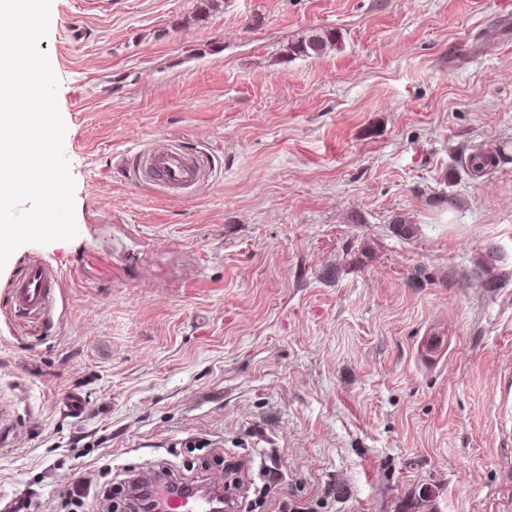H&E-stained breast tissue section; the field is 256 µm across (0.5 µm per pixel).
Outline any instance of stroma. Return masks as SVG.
<instances>
[{"instance_id":"1","label":"stroma","mask_w":512,"mask_h":512,"mask_svg":"<svg viewBox=\"0 0 512 512\" xmlns=\"http://www.w3.org/2000/svg\"><path fill=\"white\" fill-rule=\"evenodd\" d=\"M196 6L51 0L78 234L0 268V508L161 465L239 512H512V0ZM335 43L336 32L333 30L312 31L297 42L291 43L288 46V52L289 55L295 56H319ZM139 176L156 178L165 191L186 192L199 180L201 168L173 145L158 146L136 158ZM61 276L52 265L29 258L11 289V308L23 317L43 319L56 302Z\"/></svg>"}]
</instances>
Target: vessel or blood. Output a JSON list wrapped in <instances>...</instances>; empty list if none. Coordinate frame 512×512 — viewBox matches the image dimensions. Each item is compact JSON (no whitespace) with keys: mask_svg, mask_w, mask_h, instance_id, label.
Instances as JSON below:
<instances>
[{"mask_svg":"<svg viewBox=\"0 0 512 512\" xmlns=\"http://www.w3.org/2000/svg\"><path fill=\"white\" fill-rule=\"evenodd\" d=\"M138 175L156 179L167 191H188L198 181L201 169L173 145L158 146L136 158ZM61 276L52 265L38 258L28 259L11 289V308L23 317H45L53 307ZM208 499L196 495H171L167 512H209Z\"/></svg>","mask_w":512,"mask_h":512,"instance_id":"b4317fda","label":"vessel or blood"}]
</instances>
